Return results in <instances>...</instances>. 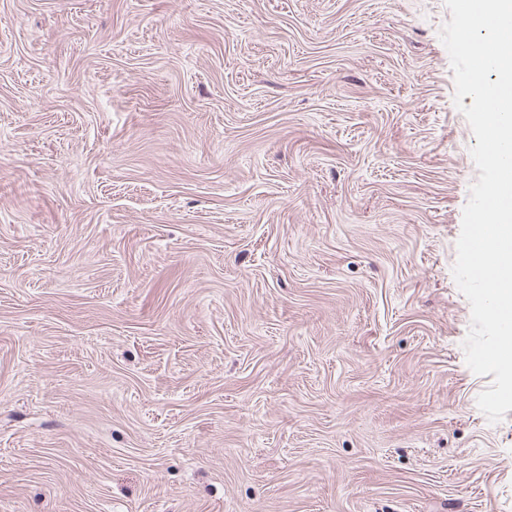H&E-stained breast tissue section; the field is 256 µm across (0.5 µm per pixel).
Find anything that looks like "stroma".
Listing matches in <instances>:
<instances>
[{
	"mask_svg": "<svg viewBox=\"0 0 512 512\" xmlns=\"http://www.w3.org/2000/svg\"><path fill=\"white\" fill-rule=\"evenodd\" d=\"M450 19L0 0V512H512Z\"/></svg>",
	"mask_w": 512,
	"mask_h": 512,
	"instance_id": "obj_1",
	"label": "stroma"
}]
</instances>
